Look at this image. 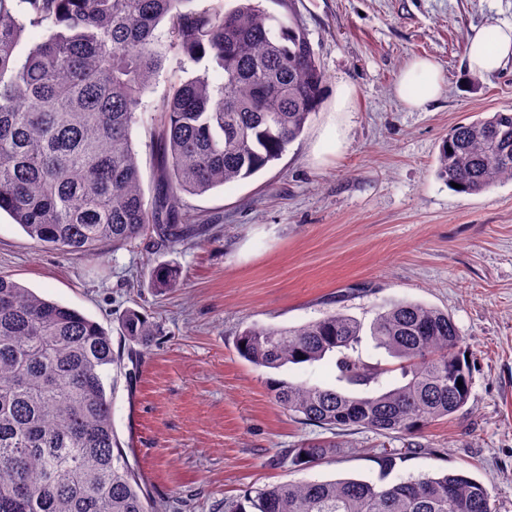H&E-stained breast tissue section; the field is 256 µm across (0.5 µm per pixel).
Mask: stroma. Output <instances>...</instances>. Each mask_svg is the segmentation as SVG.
Returning a JSON list of instances; mask_svg holds the SVG:
<instances>
[{
    "instance_id": "obj_1",
    "label": "stroma",
    "mask_w": 512,
    "mask_h": 512,
    "mask_svg": "<svg viewBox=\"0 0 512 512\" xmlns=\"http://www.w3.org/2000/svg\"><path fill=\"white\" fill-rule=\"evenodd\" d=\"M306 30L325 74L319 109L280 159L249 178L183 198L219 226L198 242L112 248L101 263L37 244L0 215V273L99 322L128 354L123 314L159 334L119 380L114 429L161 512H228L250 492L287 482L387 483L462 471L512 512V181L459 194L436 175L453 126L512 112V61L488 77L467 70L471 28L512 20V0H263ZM434 59L443 94L409 110L394 92L414 57ZM348 85L354 109L334 111ZM151 119L135 126L146 196L159 189ZM180 268L177 287L149 286L153 268ZM406 300L448 312L467 343L470 396L452 418L414 436L354 430L335 457L306 468L277 459L323 429L272 399L269 378L331 386L329 361L278 371L240 357L251 326L294 327L341 310L370 326ZM401 457L389 474L382 449Z\"/></svg>"
}]
</instances>
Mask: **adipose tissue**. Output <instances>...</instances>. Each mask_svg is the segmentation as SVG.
<instances>
[{"label":"adipose tissue","mask_w":512,"mask_h":512,"mask_svg":"<svg viewBox=\"0 0 512 512\" xmlns=\"http://www.w3.org/2000/svg\"><path fill=\"white\" fill-rule=\"evenodd\" d=\"M467 67L471 74L489 76L512 60V22L495 21L489 28L472 29L467 39ZM445 86L444 73L431 58L418 57L400 72L395 93L411 109L438 99Z\"/></svg>","instance_id":"ef3b65f1"}]
</instances>
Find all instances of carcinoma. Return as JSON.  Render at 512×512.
<instances>
[{
	"label": "carcinoma",
	"instance_id": "cac0c4a2",
	"mask_svg": "<svg viewBox=\"0 0 512 512\" xmlns=\"http://www.w3.org/2000/svg\"><path fill=\"white\" fill-rule=\"evenodd\" d=\"M0 0V211L40 245L95 259L102 244L152 237L189 243L182 195L249 178L279 159L317 112L325 75L308 34L261 0ZM203 70L174 73L156 107L161 192L145 197L132 130L162 65L157 27ZM29 29L41 41L22 47ZM214 70L219 83L209 78ZM437 176L479 194L512 181V112L452 127ZM160 264L151 287L174 288ZM157 324L129 311L123 335L142 347ZM401 381L358 355L363 325L339 310L298 327L252 326L241 357L279 370L334 355L338 385L271 378L290 416L332 433L281 451L308 467L341 450L351 429L415 435L467 403V346L448 312L396 300L370 327ZM123 358L79 310L0 275V512H159L112 424ZM463 387L457 386V381ZM232 512H496L466 473H422L393 484L355 479L278 484Z\"/></svg>",
	"mask_w": 512,
	"mask_h": 512
}]
</instances>
